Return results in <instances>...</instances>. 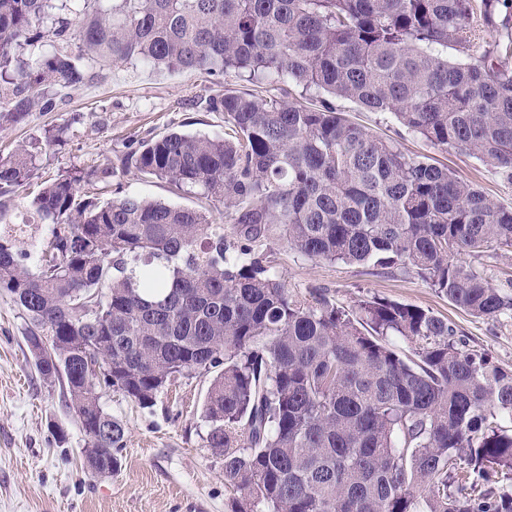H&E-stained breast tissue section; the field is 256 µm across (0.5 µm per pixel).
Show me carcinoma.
<instances>
[{
	"label": "carcinoma",
	"instance_id": "obj_1",
	"mask_svg": "<svg viewBox=\"0 0 512 512\" xmlns=\"http://www.w3.org/2000/svg\"><path fill=\"white\" fill-rule=\"evenodd\" d=\"M69 2L63 21L52 0H0L1 123L49 109L39 87L86 83L90 61L316 95L305 106L227 89L207 109L228 133L135 141L110 167L41 186L30 206L52 230L34 270L13 199L35 156L0 158V290L29 321L40 377L66 388L86 468L111 474L125 446L102 389L149 408L171 379L205 372L207 444L231 512H512V368L428 309L377 296L347 309L321 288L294 295L273 272L286 244L413 271L478 318L512 310L463 260L512 254V208L332 104L389 113L512 183V0ZM119 171L201 189L233 235L199 209L79 195Z\"/></svg>",
	"mask_w": 512,
	"mask_h": 512
}]
</instances>
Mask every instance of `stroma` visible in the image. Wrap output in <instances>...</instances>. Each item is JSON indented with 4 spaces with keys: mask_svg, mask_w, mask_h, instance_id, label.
Wrapping results in <instances>:
<instances>
[{
    "mask_svg": "<svg viewBox=\"0 0 512 512\" xmlns=\"http://www.w3.org/2000/svg\"><path fill=\"white\" fill-rule=\"evenodd\" d=\"M95 78L78 88L43 86L53 107L30 113L19 125L0 128V157L26 143L36 154L35 182L106 168L130 140L172 131L220 135L224 115L206 102L227 88H245L232 74L216 78L197 71L168 72L136 61L93 65ZM337 108L410 156L427 155L475 183L502 205L512 206V184L476 158L433 147L390 115L369 112L348 101ZM59 134L57 142L48 137ZM209 210L232 230L221 203L200 193L134 173L119 175L100 198L116 193ZM275 273L289 291L327 289L338 305L379 294L432 310L454 324L467 347L486 351L496 364L512 368V316L474 317L448 302L411 272H387L368 265L312 260L279 246ZM28 321L10 294L0 291V512H229L223 462L206 446L209 424L202 407L212 376L193 374L166 385L155 406L143 409L122 394L104 390L100 403L122 421L127 439L121 464L107 476L82 467L87 438L67 405L62 384H49L35 371L26 345ZM60 425L65 441L51 431Z\"/></svg>",
    "mask_w": 512,
    "mask_h": 512,
    "instance_id": "1",
    "label": "stroma"
}]
</instances>
